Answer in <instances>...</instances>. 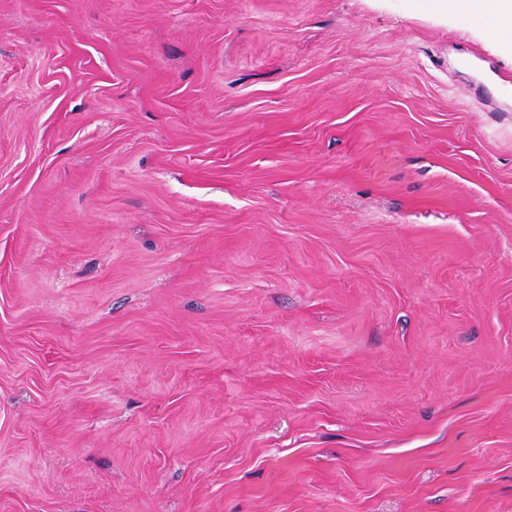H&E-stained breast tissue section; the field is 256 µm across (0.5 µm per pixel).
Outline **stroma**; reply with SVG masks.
I'll return each instance as SVG.
<instances>
[{"label":"stroma","instance_id":"obj_1","mask_svg":"<svg viewBox=\"0 0 512 512\" xmlns=\"http://www.w3.org/2000/svg\"><path fill=\"white\" fill-rule=\"evenodd\" d=\"M499 38L0 0V512H512Z\"/></svg>","mask_w":512,"mask_h":512}]
</instances>
